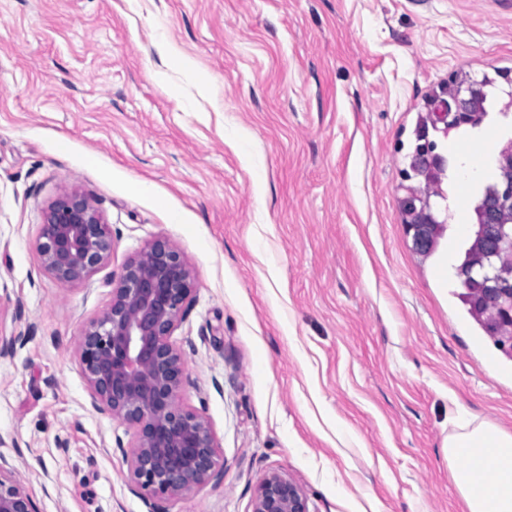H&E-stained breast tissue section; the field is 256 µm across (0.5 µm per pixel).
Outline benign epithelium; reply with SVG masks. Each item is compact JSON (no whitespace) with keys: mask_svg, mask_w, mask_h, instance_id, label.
<instances>
[{"mask_svg":"<svg viewBox=\"0 0 512 512\" xmlns=\"http://www.w3.org/2000/svg\"><path fill=\"white\" fill-rule=\"evenodd\" d=\"M484 99L483 84L471 83L442 103L438 121L445 126L476 123ZM415 165L426 177L444 159L437 145L418 135ZM501 176L494 192L477 203L485 254L500 266L512 263V227L500 216L512 212V145L498 159ZM410 207L418 214L411 226L413 246L424 251L432 243L438 220L430 205ZM112 225L98 206L77 189L63 191L43 213L35 239L44 270L59 283L82 281L112 255ZM485 278L497 284L481 297L495 304L497 321L512 327V289L500 270L491 267ZM194 299L190 265L179 248L157 239L131 256L112 289V302L92 319L80 335L77 352L92 405L119 419L131 433L132 449L125 454L134 490L153 501L152 512H168L165 504L207 485L217 474L218 444L207 419L178 403L185 383V363L172 337ZM0 454V512H38L26 482L7 469ZM252 512H308L298 486L280 474L258 485Z\"/></svg>","mask_w":512,"mask_h":512,"instance_id":"benign-epithelium-1","label":"benign epithelium"}]
</instances>
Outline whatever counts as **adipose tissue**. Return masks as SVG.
Here are the masks:
<instances>
[{
  "label": "adipose tissue",
  "instance_id": "1",
  "mask_svg": "<svg viewBox=\"0 0 512 512\" xmlns=\"http://www.w3.org/2000/svg\"><path fill=\"white\" fill-rule=\"evenodd\" d=\"M445 446L467 512H512V433L461 415Z\"/></svg>",
  "mask_w": 512,
  "mask_h": 512
}]
</instances>
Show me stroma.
Instances as JSON below:
<instances>
[{
	"label": "stroma",
	"mask_w": 512,
	"mask_h": 512,
	"mask_svg": "<svg viewBox=\"0 0 512 512\" xmlns=\"http://www.w3.org/2000/svg\"><path fill=\"white\" fill-rule=\"evenodd\" d=\"M162 39L196 75L160 58ZM461 79L486 81V112L447 128L433 110ZM500 89L512 0H0V337L16 341L0 357V454L39 512H152L76 343L159 238L193 271L173 336L180 401L222 464L169 512H252L271 473L309 512H465L444 442L460 413L512 432V357L441 257L473 235L480 187L458 212L463 162L495 166L512 144ZM422 129L448 158L427 256L401 211L424 183L409 167ZM489 132L490 148L449 154ZM69 187L115 245L63 285L34 240ZM459 288L461 292L458 294L460 301L467 307L468 312L476 319L482 329L494 339L495 343L502 349L503 339H508L509 335L500 334L496 329V313L493 309L474 307L471 303L470 296L471 292L459 282Z\"/></svg>",
	"instance_id": "stroma-1"
}]
</instances>
